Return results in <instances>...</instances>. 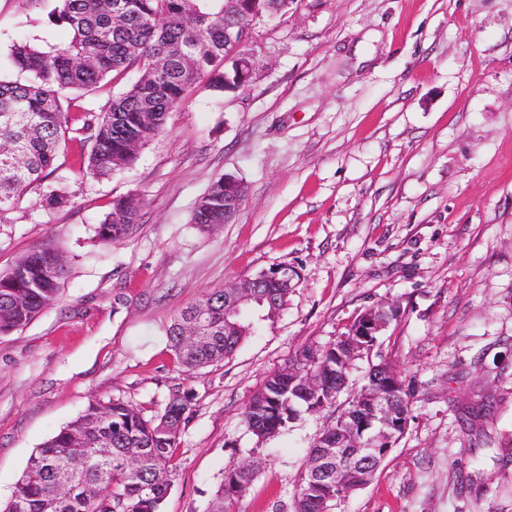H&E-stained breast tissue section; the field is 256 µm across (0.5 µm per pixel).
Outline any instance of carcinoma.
<instances>
[{"label": "carcinoma", "instance_id": "carcinoma-1", "mask_svg": "<svg viewBox=\"0 0 512 512\" xmlns=\"http://www.w3.org/2000/svg\"><path fill=\"white\" fill-rule=\"evenodd\" d=\"M49 21L71 30L70 40L43 47L37 38L21 36L10 46V61L28 79L0 78V142H15L22 151L16 166L0 162V217L33 191L45 201L65 198L63 179H51L62 144L77 140L90 146L86 172L104 178L134 164L137 155L128 143L145 145L159 134L168 112L199 79L221 93L236 91L246 82L245 70L224 63L230 49L225 32L249 29L251 0H54ZM139 78L112 97L105 111L83 109L76 115L63 108L65 90L89 92L108 76L125 74L131 66ZM139 200L131 195L112 203L97 227L100 241L118 243L137 221ZM239 211L224 180L213 183L199 201L193 223L208 230L228 223ZM67 266L51 245H39L0 275V335L32 321L56 299ZM261 306L239 319L241 329H224V289L207 292L199 304L208 314L201 339L184 348L182 328L190 322L192 303L172 320L166 333L169 347L184 372L231 357L255 330L258 316L272 320L284 310L286 289L272 279L260 280ZM336 340L319 349L317 359L301 352L292 366L304 379L313 372L322 377L321 390L336 383V374L350 378L355 361L336 360ZM191 399L186 391L170 393L159 414L147 419L120 399H93L84 412L59 430L30 458L11 499L0 512H160L172 480V461L181 429L188 423ZM318 402L288 389L284 369L271 373L260 395L251 398L243 416L248 428L263 435L283 431ZM490 395L470 407V421L490 415ZM316 446H311L293 495V512H312L311 499L325 500L322 508L347 497L351 486L334 479L336 470L351 476L368 467L363 454L352 448L339 462H331L329 476L311 469ZM70 458L82 470L64 485L57 467ZM255 472L241 467L225 473L211 512H224V500L241 496Z\"/></svg>", "mask_w": 512, "mask_h": 512}]
</instances>
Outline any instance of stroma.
Masks as SVG:
<instances>
[{
	"mask_svg": "<svg viewBox=\"0 0 512 512\" xmlns=\"http://www.w3.org/2000/svg\"><path fill=\"white\" fill-rule=\"evenodd\" d=\"M50 0H0V76L24 32L70 37ZM247 87L200 80L130 168L57 163L68 197L27 194L0 222V274L48 243L68 261L57 299L0 336V504L29 458L93 399L145 416L188 391L191 417L162 512H209L230 468L260 459L226 512H292L327 413L258 439L243 411L266 377L336 341L365 309L400 307L379 352L415 376L411 419L363 489L330 512H512V0H293L260 23ZM246 186L235 219L192 222L211 184ZM137 195L122 242L96 228ZM298 281L235 354L183 372L165 329L206 292L272 267ZM497 405L472 433L460 416Z\"/></svg>",
	"mask_w": 512,
	"mask_h": 512,
	"instance_id": "35a3bbf8",
	"label": "stroma"
}]
</instances>
